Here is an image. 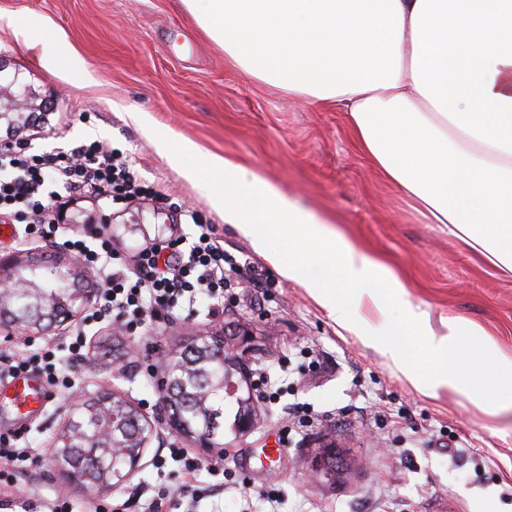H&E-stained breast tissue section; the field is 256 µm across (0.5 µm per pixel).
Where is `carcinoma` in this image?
I'll return each mask as SVG.
<instances>
[{"mask_svg":"<svg viewBox=\"0 0 512 512\" xmlns=\"http://www.w3.org/2000/svg\"><path fill=\"white\" fill-rule=\"evenodd\" d=\"M50 107L41 100V96L30 84L20 77L19 70L7 77L0 76V120L6 128L17 134L39 119L46 117ZM72 283L59 273L50 274L46 280L45 292L60 297L71 290ZM216 348V339L212 336L198 342V348L187 352L179 348L180 356L171 364L169 387L176 396L182 418L189 429L196 433L207 434L213 441L224 438V389L221 381L235 379L236 372L221 367L212 361ZM112 412L116 415L114 439L120 444L119 454L111 467L112 477L123 472L130 459L142 452L138 448L142 422L131 420V409L121 404L120 399L112 400ZM59 450L64 452L62 460L78 468L97 469L100 461L97 454L81 439L70 442L59 441Z\"/></svg>","mask_w":512,"mask_h":512,"instance_id":"1","label":"carcinoma"}]
</instances>
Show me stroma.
<instances>
[{"instance_id": "obj_1", "label": "stroma", "mask_w": 512, "mask_h": 512, "mask_svg": "<svg viewBox=\"0 0 512 512\" xmlns=\"http://www.w3.org/2000/svg\"><path fill=\"white\" fill-rule=\"evenodd\" d=\"M15 16L33 29L50 23L62 49L83 59L92 83L77 75L64 82L43 68L40 46L9 25ZM0 56L40 96L54 98L48 122L28 133L33 149L109 142L165 196L158 207L136 204L111 215L95 199L75 195L67 215L108 219L117 247L132 252L172 232L194 234V224L179 220L182 206L198 212L223 237L225 251L244 263L234 276L238 304L214 316L211 300L198 296L193 321L179 309L124 336V359L83 364L74 388L29 416L18 445L30 458L14 470L0 512H46L60 497L72 512L116 505L142 512L144 489L173 494L174 512H512V411L495 412L447 389L418 391L390 359L337 325L225 223L209 204V189L174 169L164 144L184 138L202 153L228 156L256 172L388 267L407 300L428 312L436 333H443V319L456 317L482 326L512 356V279L450 237L445 225L427 223L391 188L357 149L343 113L291 99L241 71L181 0H0ZM134 112L145 113L149 126L132 121ZM228 322L254 330L262 352L245 372L269 368L275 398L255 399L257 425L250 433L225 432L224 475L207 470L221 449L201 448L167 427L154 432L139 471L108 492H78L51 465V438L72 403L107 390L155 419L163 352L179 346L187 328L208 334ZM77 330L90 351L113 333L91 308L73 329L0 340V356L46 345L57 368L66 369ZM295 404L314 421L293 428L285 455L267 461L262 451L279 439ZM325 437L356 460L333 484L308 477V460ZM173 447L195 457L198 470L187 472L170 459ZM184 485L198 488L199 497L180 495Z\"/></svg>"}]
</instances>
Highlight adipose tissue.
I'll list each match as a JSON object with an SVG mask.
<instances>
[{"label": "adipose tissue", "instance_id": "ef3b65f1", "mask_svg": "<svg viewBox=\"0 0 512 512\" xmlns=\"http://www.w3.org/2000/svg\"><path fill=\"white\" fill-rule=\"evenodd\" d=\"M242 71L335 105L360 152L433 224L512 278V0H182ZM16 32L61 78L52 25Z\"/></svg>", "mask_w": 512, "mask_h": 512}]
</instances>
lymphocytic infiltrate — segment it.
<instances>
[{"label": "lymphocytic infiltrate", "mask_w": 512, "mask_h": 512, "mask_svg": "<svg viewBox=\"0 0 512 512\" xmlns=\"http://www.w3.org/2000/svg\"><path fill=\"white\" fill-rule=\"evenodd\" d=\"M74 195L91 196L110 207L160 197L152 184L131 172L122 152L105 141L68 151L0 146V219L23 225L27 239L55 238L59 227L53 210ZM62 245L97 270L104 296L100 318L131 333L173 315L182 302L194 301L200 293L225 302L233 288L230 276L240 267L225 252L223 239L203 223L194 236L165 237L131 255L114 247L107 236L95 247L82 239H66ZM49 357L40 349L2 357L0 378L36 372L51 388L70 389L71 374H58Z\"/></svg>", "instance_id": "lymphocytic-infiltrate-1"}]
</instances>
